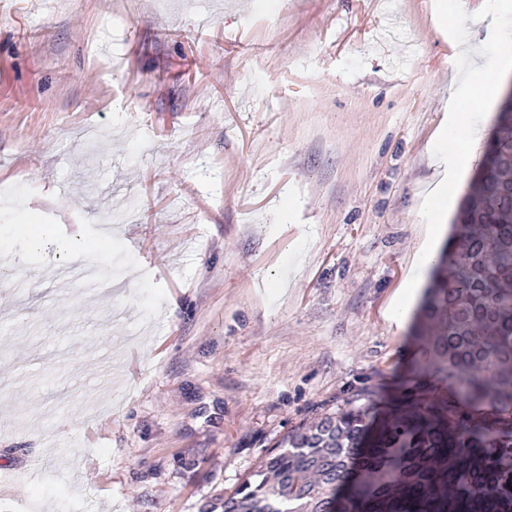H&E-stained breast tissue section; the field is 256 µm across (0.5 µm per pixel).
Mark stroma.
I'll use <instances>...</instances> for the list:
<instances>
[{
	"label": "stroma",
	"instance_id": "35a3bbf8",
	"mask_svg": "<svg viewBox=\"0 0 512 512\" xmlns=\"http://www.w3.org/2000/svg\"><path fill=\"white\" fill-rule=\"evenodd\" d=\"M457 53L434 0H0V512H224L300 423L434 387Z\"/></svg>",
	"mask_w": 512,
	"mask_h": 512
}]
</instances>
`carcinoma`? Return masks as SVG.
I'll return each instance as SVG.
<instances>
[{
  "label": "carcinoma",
  "mask_w": 512,
  "mask_h": 512,
  "mask_svg": "<svg viewBox=\"0 0 512 512\" xmlns=\"http://www.w3.org/2000/svg\"><path fill=\"white\" fill-rule=\"evenodd\" d=\"M419 389L376 420L370 396L288 432L224 512H512V120L501 112L416 316Z\"/></svg>",
  "instance_id": "1"
}]
</instances>
